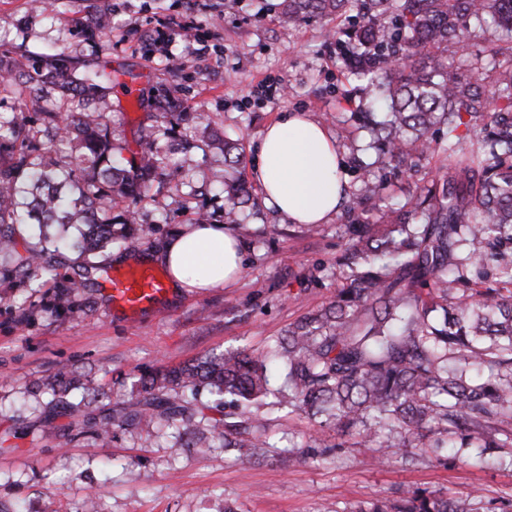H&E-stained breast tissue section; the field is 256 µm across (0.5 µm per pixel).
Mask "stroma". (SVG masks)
Segmentation results:
<instances>
[{
    "instance_id": "35a3bbf8",
    "label": "stroma",
    "mask_w": 512,
    "mask_h": 512,
    "mask_svg": "<svg viewBox=\"0 0 512 512\" xmlns=\"http://www.w3.org/2000/svg\"><path fill=\"white\" fill-rule=\"evenodd\" d=\"M282 0H58L54 13L33 9L31 0H0V53L24 71L32 57L66 47L80 65H107L133 73L143 105L111 94L112 136L124 145L125 161L137 159L143 129L160 125L155 94L179 110L200 113L211 130L241 144L246 161L267 126L282 113L301 112L334 136L348 178L345 206L355 202L362 165L376 161L370 135L357 112L369 95L336 59L330 32L336 24L313 19L282 27ZM110 16L109 32L88 38L96 13ZM178 137L195 142L173 157L181 167L177 184L139 205L142 233L97 257L92 283L65 301L57 287L74 278L75 255L55 254L56 284L31 279L46 309L21 317V289L0 284V512H82L90 490H98V512H324L408 486L469 499L476 512H498L512 494V464L494 452L469 449L466 462L373 460L371 447H356L357 433L343 448L317 459L279 458L241 465L223 449L207 457L176 446L156 429H114L108 443L69 428L66 417L37 428V442L13 438L19 417L36 420V400L27 392L66 366L87 390L107 392L113 402L132 396L134 383L163 366L190 363L212 352H262L301 316L328 305L346 287L347 271L336 264L348 235L337 212L317 233L265 205L260 187L240 209L235 230L245 271L232 287L207 294H168L136 313L114 308L108 272L118 254L147 253L162 245L195 212L223 223L224 190L211 172L222 164L201 128L181 126Z\"/></svg>"
}]
</instances>
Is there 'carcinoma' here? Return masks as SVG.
Masks as SVG:
<instances>
[{
    "label": "carcinoma",
    "mask_w": 512,
    "mask_h": 512,
    "mask_svg": "<svg viewBox=\"0 0 512 512\" xmlns=\"http://www.w3.org/2000/svg\"><path fill=\"white\" fill-rule=\"evenodd\" d=\"M343 17L348 27L336 59L367 83V123L379 133L383 159L412 179L415 160L437 163L440 177L414 182L411 216L347 212V246L336 264L347 287L328 305L302 316L265 352L226 351L166 368L139 381V397L94 410L68 399L77 382L62 367L43 388L69 413L80 434L108 439L115 427L158 426L182 448L206 454L239 451L256 462L279 448L259 408L270 388L268 365L283 369L284 389L269 407L309 420L305 454L341 447L327 432L359 427L377 442L376 462L403 448L428 447L448 463L447 448H493L512 463V46L472 54L463 37L512 40V0H284L281 24ZM454 59H448V47ZM127 83L105 66L77 71L64 51L38 56L20 90L35 131L0 113V283L28 288L50 251L82 260L67 292L86 287L94 258L112 246L113 230L139 231L136 203L176 176L165 137L133 169L112 142L102 112ZM72 92L78 111L60 112ZM67 144L55 158L39 140ZM224 223L238 221L249 199L236 144L222 141ZM362 197L376 198L383 180L360 168ZM231 396L238 412L206 414ZM348 512H473L472 504L427 488L362 502Z\"/></svg>",
    "instance_id": "carcinoma-1"
}]
</instances>
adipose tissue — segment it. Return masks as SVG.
<instances>
[{"mask_svg": "<svg viewBox=\"0 0 512 512\" xmlns=\"http://www.w3.org/2000/svg\"><path fill=\"white\" fill-rule=\"evenodd\" d=\"M252 173L264 202L294 224H323L339 211L345 190L335 139L305 115L283 113L258 143ZM175 293H206L238 281L239 240L224 225L185 224L155 253Z\"/></svg>", "mask_w": 512, "mask_h": 512, "instance_id": "ef3b65f1", "label": "adipose tissue"}]
</instances>
